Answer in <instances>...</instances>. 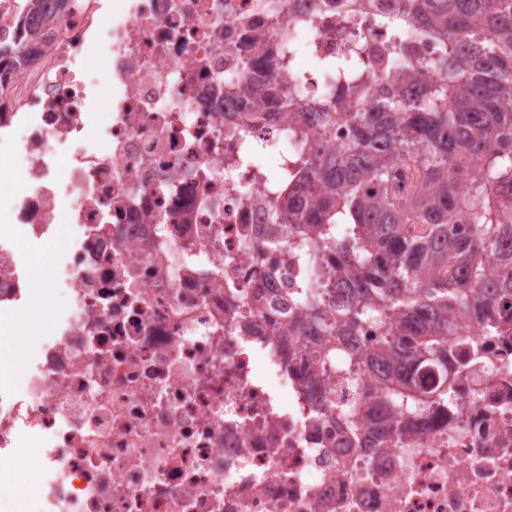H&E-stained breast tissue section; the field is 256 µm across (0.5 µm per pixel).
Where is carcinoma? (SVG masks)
<instances>
[{
    "instance_id": "cac0c4a2",
    "label": "carcinoma",
    "mask_w": 512,
    "mask_h": 512,
    "mask_svg": "<svg viewBox=\"0 0 512 512\" xmlns=\"http://www.w3.org/2000/svg\"><path fill=\"white\" fill-rule=\"evenodd\" d=\"M24 2L36 22L16 42L40 41L56 17ZM378 3L358 0L338 22L385 23ZM396 5L409 25L392 28L387 52L315 60L323 96H307L282 54L260 89L224 78V98L245 97L253 120L286 108L315 134L293 177L281 161L271 175L272 237L306 268L288 331L350 344L380 318L387 333L369 361L384 406L410 413L448 398L462 371L448 362L450 333L512 329V0ZM340 122L346 141L322 150Z\"/></svg>"
}]
</instances>
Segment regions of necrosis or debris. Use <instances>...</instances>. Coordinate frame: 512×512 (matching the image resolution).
I'll return each mask as SVG.
<instances>
[{
  "label": "necrosis or debris",
  "instance_id": "necrosis-or-debris-1",
  "mask_svg": "<svg viewBox=\"0 0 512 512\" xmlns=\"http://www.w3.org/2000/svg\"><path fill=\"white\" fill-rule=\"evenodd\" d=\"M71 0L49 46L0 72V313L46 247L62 302L21 387L0 386V465L30 450L37 512H512V336L448 399L378 408L334 336L324 375L286 319L296 254L254 244L270 187L249 147L295 159L287 118L229 133L226 44L318 57L383 48L387 27H298L288 0ZM106 102L98 116V102Z\"/></svg>",
  "mask_w": 512,
  "mask_h": 512
}]
</instances>
